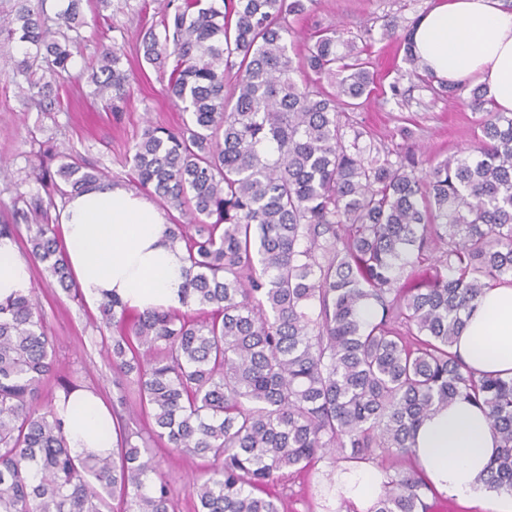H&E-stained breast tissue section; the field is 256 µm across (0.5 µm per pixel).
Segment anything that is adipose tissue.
Wrapping results in <instances>:
<instances>
[{
	"instance_id": "1",
	"label": "adipose tissue",
	"mask_w": 512,
	"mask_h": 512,
	"mask_svg": "<svg viewBox=\"0 0 512 512\" xmlns=\"http://www.w3.org/2000/svg\"><path fill=\"white\" fill-rule=\"evenodd\" d=\"M411 40L427 74L449 84H487L496 106L512 112V11L501 0H437L413 27ZM62 228L72 274L88 299L115 296L139 312L184 308V253L169 244L165 216L148 196L102 183L69 199ZM31 286L28 261L13 241L0 239V301ZM453 349L476 374L512 375V285L485 290ZM57 414L74 452L111 451L112 431L99 398L74 392L58 402ZM496 446L486 415L458 400L425 419L413 452L437 490L485 512H512V495L485 484ZM383 479L375 467L351 468L341 477L343 495L363 510Z\"/></svg>"
}]
</instances>
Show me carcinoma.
<instances>
[{
	"label": "carcinoma",
	"mask_w": 512,
	"mask_h": 512,
	"mask_svg": "<svg viewBox=\"0 0 512 512\" xmlns=\"http://www.w3.org/2000/svg\"><path fill=\"white\" fill-rule=\"evenodd\" d=\"M0 0V41L18 43V97L60 111L57 85L85 41L83 0ZM313 0H163L162 32L138 51L186 118L147 128L126 159L132 182L167 209L169 240L185 250L187 310L129 313L99 303L107 351L137 388L147 434L112 404L108 453L75 454L43 381L55 371L36 289L0 303V512H176L151 445L210 466L192 479L195 512H285L268 492L285 468L412 455L424 418L464 398L482 409L499 446L488 488L512 493V377L477 376L452 351L484 289L512 284V113L486 108L475 152L429 170L396 159L353 130L338 98L368 91L366 48L334 28L288 50L290 17ZM411 73L410 32L399 36ZM121 46L103 47L90 95L115 109L129 96ZM324 77L337 86L327 92ZM75 161L45 168V196L20 192L14 223L27 252L67 294L77 291L60 239L56 198L98 184ZM432 261L429 279L407 269ZM373 317H363L364 306ZM431 487L411 467L386 476L367 512H430Z\"/></svg>",
	"instance_id": "obj_1"
}]
</instances>
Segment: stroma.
<instances>
[{"label": "stroma", "instance_id": "35a3bbf8", "mask_svg": "<svg viewBox=\"0 0 512 512\" xmlns=\"http://www.w3.org/2000/svg\"><path fill=\"white\" fill-rule=\"evenodd\" d=\"M434 2L313 0L308 12L291 20L292 41L299 53L316 29L335 26L347 39L371 29L369 61L375 82L363 104L349 113V122L368 131L377 147L390 151L408 147L427 163L473 149L479 119L469 105V91L452 98L434 95L432 79L411 75L398 38L384 34L388 24L395 25L398 33L412 28ZM108 13L114 30L89 21L76 66L92 67L101 45L119 41L125 52L123 67L131 77L130 98L121 112L104 110L86 97L73 79L59 90L61 111L26 109L6 76L12 50L0 48V224L12 223L17 193L38 191L35 174L40 162L54 169L61 160L75 157L121 181L129 172V151L147 127L181 124L182 114L165 97L154 69L141 64L135 53L142 34L161 20L159 0H111ZM395 81L406 95L404 103L391 97L389 86ZM31 272L46 326L55 338V374L44 381L43 394H60V382L76 378L100 391L104 400H112L118 394L116 376L102 344L109 330L97 303L67 296L46 277L41 264H32ZM152 452L177 495L178 512H193L187 486L203 471L204 461L170 456L161 442L153 444ZM333 471L326 460L305 470L284 469L271 492L282 498L288 512H339L341 500L336 491L327 488Z\"/></svg>", "mask_w": 512, "mask_h": 512}]
</instances>
